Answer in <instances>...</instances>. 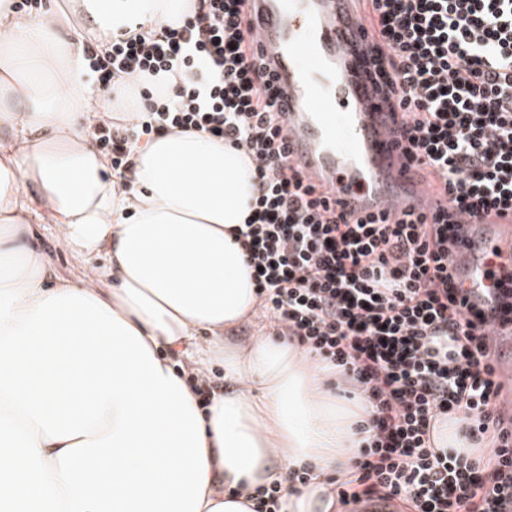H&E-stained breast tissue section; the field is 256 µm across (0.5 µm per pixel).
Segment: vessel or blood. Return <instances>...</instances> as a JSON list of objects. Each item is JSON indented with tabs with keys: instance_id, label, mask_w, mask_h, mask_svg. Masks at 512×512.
I'll list each match as a JSON object with an SVG mask.
<instances>
[{
	"instance_id": "vessel-or-blood-1",
	"label": "vessel or blood",
	"mask_w": 512,
	"mask_h": 512,
	"mask_svg": "<svg viewBox=\"0 0 512 512\" xmlns=\"http://www.w3.org/2000/svg\"><path fill=\"white\" fill-rule=\"evenodd\" d=\"M257 53L286 114L291 162L356 216L430 215L447 199L414 175L367 46L374 31L353 0H248ZM512 267V222L488 216L458 243L452 274L468 313L485 319L497 379H512V315L494 273Z\"/></svg>"
}]
</instances>
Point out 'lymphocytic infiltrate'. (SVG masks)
I'll list each match as a JSON object with an SVG mask.
<instances>
[{"label": "lymphocytic infiltrate", "mask_w": 512, "mask_h": 512, "mask_svg": "<svg viewBox=\"0 0 512 512\" xmlns=\"http://www.w3.org/2000/svg\"><path fill=\"white\" fill-rule=\"evenodd\" d=\"M246 0H194L178 22L86 49L128 123L92 136L129 171L145 137L180 129L242 151L255 180L235 235L278 335L355 383L366 419L340 504L380 494L413 512H512V419L483 337L457 302L448 266L463 227L447 215L350 221L288 160L284 117L252 51ZM377 82L399 114L408 161L472 217L512 212V0H369ZM488 455L435 446L448 414Z\"/></svg>", "instance_id": "obj_1"}]
</instances>
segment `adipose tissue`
<instances>
[{
  "label": "adipose tissue",
  "instance_id": "obj_1",
  "mask_svg": "<svg viewBox=\"0 0 512 512\" xmlns=\"http://www.w3.org/2000/svg\"><path fill=\"white\" fill-rule=\"evenodd\" d=\"M0 0V512H251L257 487L315 467L280 512H331L326 474L351 471L361 403L326 362L260 326L232 231L248 215L244 155L193 134L140 143L123 187L90 144L85 43L105 50L187 0H67L31 16ZM87 261L56 277L39 232ZM105 265H94L98 256ZM224 362L209 403L186 380Z\"/></svg>",
  "mask_w": 512,
  "mask_h": 512
}]
</instances>
